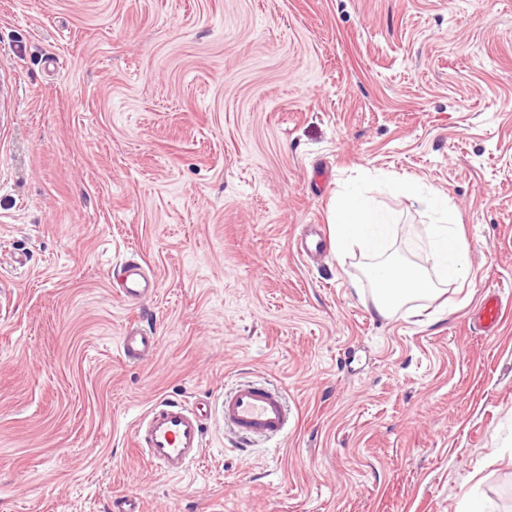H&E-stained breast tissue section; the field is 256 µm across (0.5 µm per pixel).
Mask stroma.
Wrapping results in <instances>:
<instances>
[{"mask_svg": "<svg viewBox=\"0 0 512 512\" xmlns=\"http://www.w3.org/2000/svg\"><path fill=\"white\" fill-rule=\"evenodd\" d=\"M362 173L447 197L464 283L385 319L360 252L296 253ZM371 195L427 265L424 203ZM0 251V512H512V0H0ZM246 377L295 419L243 451ZM165 399L208 410L178 475L131 446ZM119 291L129 302L155 291V281L136 262L125 260L117 266ZM502 301L496 294H489L473 315V324L484 335L491 336L498 326ZM120 349L128 362H139L158 346V336L141 329L138 322L127 326L120 337Z\"/></svg>", "mask_w": 512, "mask_h": 512, "instance_id": "1", "label": "stroma"}]
</instances>
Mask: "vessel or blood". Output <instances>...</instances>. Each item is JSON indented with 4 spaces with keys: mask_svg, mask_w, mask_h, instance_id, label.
Masks as SVG:
<instances>
[{
    "mask_svg": "<svg viewBox=\"0 0 512 512\" xmlns=\"http://www.w3.org/2000/svg\"><path fill=\"white\" fill-rule=\"evenodd\" d=\"M326 248L322 225H309L296 243L297 251L311 257ZM119 291L128 301H135L155 290L154 280L136 262L126 260L117 267ZM502 301L487 295L473 315L476 328L492 335L499 323ZM158 346L154 333L139 324L127 326L120 338L125 360L138 362ZM224 427L238 438L254 441L283 435L288 429V407L281 392L273 387L242 381L224 395ZM206 423L202 409L190 408L177 401L153 405L135 426L133 445L153 464L170 474L186 471L196 462L205 446Z\"/></svg>",
    "mask_w": 512,
    "mask_h": 512,
    "instance_id": "vessel-or-blood-1",
    "label": "vessel or blood"
}]
</instances>
